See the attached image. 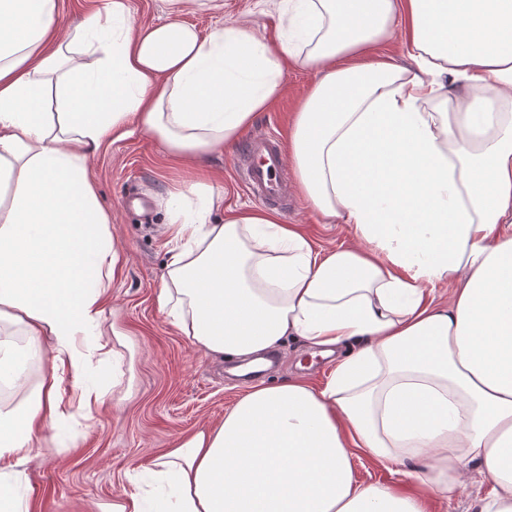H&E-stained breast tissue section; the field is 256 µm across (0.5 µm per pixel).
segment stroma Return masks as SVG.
<instances>
[{
  "label": "stroma",
  "instance_id": "35a3bbf8",
  "mask_svg": "<svg viewBox=\"0 0 512 512\" xmlns=\"http://www.w3.org/2000/svg\"><path fill=\"white\" fill-rule=\"evenodd\" d=\"M175 17L204 34L239 21L265 36L286 26L268 0H224L223 11L198 6ZM313 80L309 71L289 69L284 95L257 117L252 132L287 135L298 100ZM237 153L234 147L212 152L206 167L225 206L245 208L249 201L236 185ZM88 166L112 214L119 255L103 313L104 347L90 357L104 404L90 417L70 409L64 423L47 431L35 448L26 465L34 512H102L136 490L140 470L179 437L221 422L249 386L230 374L229 361L211 357L180 333L157 303L172 247L159 198L194 178V169L171 159L145 133L104 146ZM277 214L281 223L299 225L317 247L334 248L351 237L347 225L324 223L296 191ZM275 357L263 375L269 385L298 373L321 385L329 372L325 360L311 359L297 340L287 341Z\"/></svg>",
  "mask_w": 512,
  "mask_h": 512
}]
</instances>
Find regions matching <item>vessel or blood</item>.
Segmentation results:
<instances>
[{"label":"vessel or blood","instance_id":"obj_1","mask_svg":"<svg viewBox=\"0 0 512 512\" xmlns=\"http://www.w3.org/2000/svg\"><path fill=\"white\" fill-rule=\"evenodd\" d=\"M238 173L253 201L280 204L288 193V167L279 138L269 132L253 135L239 152Z\"/></svg>","mask_w":512,"mask_h":512}]
</instances>
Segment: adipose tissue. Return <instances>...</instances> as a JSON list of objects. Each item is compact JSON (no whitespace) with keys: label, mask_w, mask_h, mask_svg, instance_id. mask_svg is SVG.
Here are the masks:
<instances>
[{"label":"adipose tissue","mask_w":512,"mask_h":512,"mask_svg":"<svg viewBox=\"0 0 512 512\" xmlns=\"http://www.w3.org/2000/svg\"><path fill=\"white\" fill-rule=\"evenodd\" d=\"M280 3L273 42L141 25L129 0L72 27L62 0H0V325L45 365L30 402L0 407V512H30L24 464L69 401L103 402L78 343L102 333L117 253L89 158L141 131L199 165L292 66L316 76L290 128L297 188L350 242L315 248L199 180L162 201L178 247L158 301L211 356L257 364L294 338L333 367L250 386L156 459L160 495L111 512H428L472 471L492 485L467 512H512V0ZM357 454L402 483L358 482Z\"/></svg>","instance_id":"ef3b65f1"}]
</instances>
